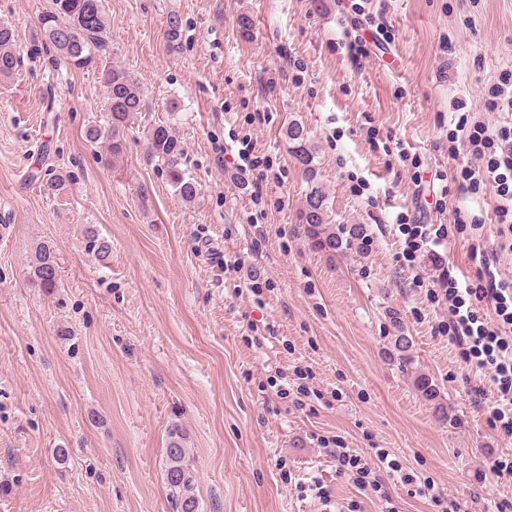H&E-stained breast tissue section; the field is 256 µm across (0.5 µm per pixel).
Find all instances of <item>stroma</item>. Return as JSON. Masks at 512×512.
Returning a JSON list of instances; mask_svg holds the SVG:
<instances>
[{"label": "stroma", "mask_w": 512, "mask_h": 512, "mask_svg": "<svg viewBox=\"0 0 512 512\" xmlns=\"http://www.w3.org/2000/svg\"><path fill=\"white\" fill-rule=\"evenodd\" d=\"M52 8L0 0L22 56L0 78V512H174L165 450L175 430L201 512H315L299 489L314 480L361 512H385L389 497L400 512H442L399 478L367 494L338 477L320 445L334 435L370 463L386 451L466 512L512 507V476L492 470L512 439L477 407L482 380L435 335L441 312L415 284L432 261L399 259L396 223L401 213L431 224L457 209L483 216L481 236L454 232L443 250L465 276L473 245L496 248L494 189L450 190L438 211L417 180L453 170L446 133L458 121L498 124L484 101L512 66V0H104L107 45L84 69L53 49L27 57ZM242 13L254 23L246 39L234 25ZM369 16L389 34L359 67L341 43ZM106 62L139 81L145 103L114 165L86 137L108 124ZM259 112L270 122H255ZM292 122L310 132L331 222L364 225L371 252L329 258L299 235L308 184L284 136ZM157 125L184 144L194 204L147 153ZM371 127L423 170L371 151ZM247 135L285 170L263 189L261 219L223 155ZM53 174L63 178L56 190ZM41 243L60 267L50 292L30 278ZM234 261L239 270H224ZM392 308L414 339L409 365L389 355ZM268 324L276 340L251 347L252 326ZM297 366L323 393L301 409L280 394V371ZM417 370L438 384L447 421L415 390Z\"/></svg>", "instance_id": "1"}]
</instances>
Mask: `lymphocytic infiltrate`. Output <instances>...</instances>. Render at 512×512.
Here are the masks:
<instances>
[{"label": "lymphocytic infiltrate", "mask_w": 512, "mask_h": 512, "mask_svg": "<svg viewBox=\"0 0 512 512\" xmlns=\"http://www.w3.org/2000/svg\"><path fill=\"white\" fill-rule=\"evenodd\" d=\"M448 155L467 156L468 162L452 174L436 171L435 180L451 181L464 194L495 189L497 236L503 242L512 240V123L506 121L494 129L480 122L456 126L448 132ZM235 168L257 205L263 200L264 182L278 183L283 178L268 157L254 155L248 144L238 149ZM398 222L405 236L403 259L412 262L427 254L433 261L435 273L427 299L444 312L436 333L458 347L465 364L488 377L494 392V400L487 407L488 421L499 435L512 439V282L502 278L496 252L474 249L472 259L477 269L471 279L459 278L438 253L450 228L480 230L481 217L458 212L450 226L425 224L404 215ZM325 454L335 460L337 473L350 476L360 489L380 491L382 474L396 473L402 483L414 486L419 496L435 502L441 497L433 482L421 483L415 474L401 472L399 464L389 460L385 452H377L374 466L341 443L326 448Z\"/></svg>", "instance_id": "f902f5d3"}]
</instances>
